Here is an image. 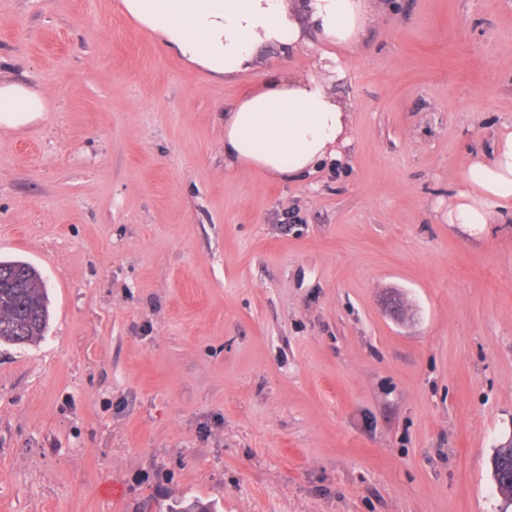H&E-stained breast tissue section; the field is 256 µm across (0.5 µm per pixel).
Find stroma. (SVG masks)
Here are the masks:
<instances>
[{"mask_svg":"<svg viewBox=\"0 0 512 512\" xmlns=\"http://www.w3.org/2000/svg\"><path fill=\"white\" fill-rule=\"evenodd\" d=\"M375 8L344 159L279 183L220 110L318 36L207 80L119 0H0V77L50 104L0 130V259L51 313L0 344V512H512V213L446 219L512 129V0Z\"/></svg>","mask_w":512,"mask_h":512,"instance_id":"35a3bbf8","label":"stroma"}]
</instances>
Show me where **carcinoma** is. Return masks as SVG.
I'll return each instance as SVG.
<instances>
[{
    "label": "carcinoma",
    "instance_id": "1",
    "mask_svg": "<svg viewBox=\"0 0 512 512\" xmlns=\"http://www.w3.org/2000/svg\"><path fill=\"white\" fill-rule=\"evenodd\" d=\"M46 287L35 267L22 260H0V342L23 345L46 333Z\"/></svg>",
    "mask_w": 512,
    "mask_h": 512
}]
</instances>
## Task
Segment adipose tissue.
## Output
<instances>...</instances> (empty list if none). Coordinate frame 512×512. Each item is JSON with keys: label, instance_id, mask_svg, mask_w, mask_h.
Returning a JSON list of instances; mask_svg holds the SVG:
<instances>
[{"label": "adipose tissue", "instance_id": "adipose-tissue-1", "mask_svg": "<svg viewBox=\"0 0 512 512\" xmlns=\"http://www.w3.org/2000/svg\"><path fill=\"white\" fill-rule=\"evenodd\" d=\"M373 0H307L306 18L288 0H120L123 11L169 52L203 77L249 71L265 51L305 44L309 29L321 40L356 47L373 19ZM325 76L285 71L247 87L223 110L224 162L249 166L266 177L296 181L338 162L351 143L347 104L331 91L348 69L324 53ZM49 109L44 93L0 79V128L36 123ZM471 192L448 205V221L468 229L493 223L512 202V132L495 144L490 160L466 172Z\"/></svg>", "mask_w": 512, "mask_h": 512}]
</instances>
